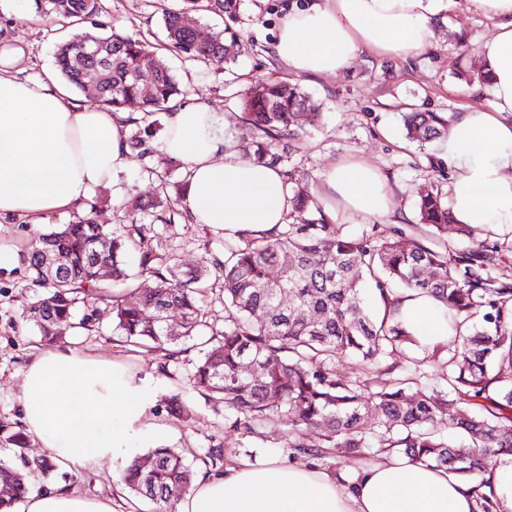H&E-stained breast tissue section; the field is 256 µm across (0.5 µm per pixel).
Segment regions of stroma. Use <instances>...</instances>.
I'll return each instance as SVG.
<instances>
[{
  "mask_svg": "<svg viewBox=\"0 0 512 512\" xmlns=\"http://www.w3.org/2000/svg\"><path fill=\"white\" fill-rule=\"evenodd\" d=\"M310 2L240 0L235 27L242 35V47L234 64L204 65L166 51V63L185 90L184 102L207 105L223 117L226 132L236 136L241 132L240 99L251 83L299 81L321 112L292 159L301 177L314 186L327 166L351 157L365 158L378 169L392 193L393 213L386 217V224L406 226L419 236H428V226L418 221L415 191L429 180L448 187L451 170L438 157L436 144L421 146L407 138L402 115L417 111L449 117L468 106L490 107V97L473 94L453 70L458 65L474 69L481 47L493 31L492 21L470 0H454L438 21L436 41L419 54L382 59L364 53L344 72L327 78H298L276 58L274 45L289 9ZM182 6V0H102L100 24L92 32L98 35L108 28L159 44L165 39L164 12ZM70 35V28L41 11L38 0H16L0 7V51L16 49L12 72L19 78L41 80L57 75L56 49ZM155 186L142 161L131 158L128 169L112 185L94 190L93 219L106 226L122 223L121 202L132 197L150 198ZM34 233V227L22 220H0V247L17 254L16 260L0 264V425L17 421V386L40 345L36 333L20 318L32 298L21 256ZM101 322V332H72L68 346L108 359L120 357L138 378L149 382L154 393L152 416L173 429L169 445L199 456L218 444L228 463L287 459L282 428L270 427L261 436L225 429L223 411L213 409L186 384V364L160 370L155 353L115 341L110 311H103ZM176 394L192 403L193 421L177 419L168 412L167 401ZM149 447L148 440L133 439L129 448L100 464L96 474L75 477L73 488L86 495L111 498L112 512H138L126 492L114 489L111 474L123 470L132 457L147 453Z\"/></svg>",
  "mask_w": 512,
  "mask_h": 512,
  "instance_id": "stroma-1",
  "label": "stroma"
}]
</instances>
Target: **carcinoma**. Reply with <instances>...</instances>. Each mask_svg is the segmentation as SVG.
Wrapping results in <instances>:
<instances>
[{"label": "carcinoma", "instance_id": "1", "mask_svg": "<svg viewBox=\"0 0 512 512\" xmlns=\"http://www.w3.org/2000/svg\"><path fill=\"white\" fill-rule=\"evenodd\" d=\"M47 13L78 24L95 17L100 0H44ZM164 13L169 44L186 58L236 60L240 34L226 25L200 44L186 23L200 9L232 19L238 0H184ZM202 8H196V5ZM73 36L56 52L61 75L85 89L86 75L98 73L99 100L119 112L136 99L142 114L167 110L183 95L152 43L113 32L98 36L101 55L84 54ZM150 59L152 92L142 95L133 75ZM244 131L253 150L248 159L279 168L291 204L286 223L273 232L224 233L222 249L208 266L183 271L177 247L159 239V229L176 230L187 180L156 176L157 201L124 204L127 219L107 228L91 215H77L34 238L27 257L34 298L23 313L40 340L54 345L76 328L97 329L96 313L112 310V335L129 346L156 353L170 363L204 337L190 361L188 382L225 412L226 428L261 434L270 425L285 430L284 448L313 464L341 473L342 460L385 453L434 464L459 477L512 457V275L499 272L500 246L485 242L448 247L451 218L439 188L423 186L416 203L419 222L432 228L422 240L398 226L372 224L358 238L331 223L311 188L290 168L304 128L318 108L297 84L269 81L242 98ZM130 149L153 156L151 134L134 120ZM448 121L435 112L405 117L408 137L421 145L441 138ZM57 250L68 262L62 278H51L43 254ZM136 269L129 271V257ZM112 278H98L99 266ZM420 291L441 304L448 339L430 348L397 320L400 293ZM224 308L223 323L209 316L211 304ZM176 312L180 320L169 322ZM403 350L414 353L395 361ZM351 356L384 375L377 385L347 379L339 358ZM255 372L244 371V364ZM459 406L456 432L441 427L442 414ZM0 439L12 459H0V482L12 493L0 498L11 512L31 488V478L49 482L59 465L49 457H26L22 426L3 425ZM195 471L185 452L159 447L134 458L124 470L125 489L152 512H175Z\"/></svg>", "mask_w": 512, "mask_h": 512}]
</instances>
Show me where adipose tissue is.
<instances>
[{"mask_svg":"<svg viewBox=\"0 0 512 512\" xmlns=\"http://www.w3.org/2000/svg\"><path fill=\"white\" fill-rule=\"evenodd\" d=\"M493 20L477 89L491 109L471 108L448 121L439 156L453 168L446 202L455 223L497 234L512 231V0H473ZM448 0H315L292 10L274 47L299 76H330L362 53L415 56L435 36ZM128 113L84 106L52 81L0 71V218L83 210L94 189L129 166ZM153 147L183 163L184 206L196 224L270 231L284 223L288 195L278 170L242 158L234 138L203 104H172ZM316 195L327 217L391 212L389 188L363 159L332 164ZM399 318L424 344L448 336L433 299L405 293ZM25 433L60 466L92 471L132 437L163 441L168 425L151 416L152 392L120 358L61 347L34 353L18 386ZM490 484L501 512H512V463L472 480L393 455L359 466L349 483L326 471L281 460L230 464L200 472L176 512H478L474 487ZM17 512H112L111 502L72 488L29 491Z\"/></svg>","mask_w":512,"mask_h":512,"instance_id":"obj_1","label":"adipose tissue"}]
</instances>
